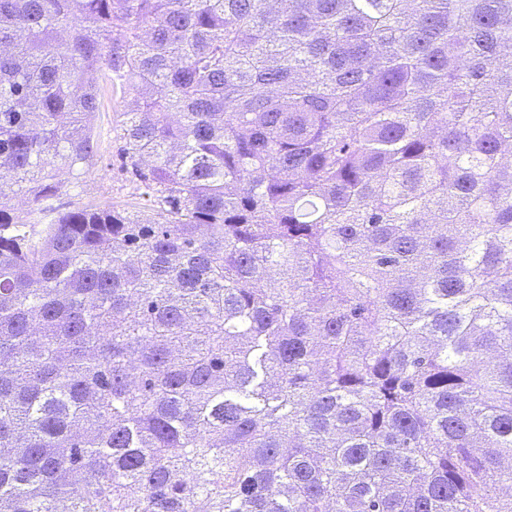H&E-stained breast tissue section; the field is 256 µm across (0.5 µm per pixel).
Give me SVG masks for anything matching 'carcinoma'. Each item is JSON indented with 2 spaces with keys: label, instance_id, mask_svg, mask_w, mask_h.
<instances>
[{
  "label": "carcinoma",
  "instance_id": "carcinoma-1",
  "mask_svg": "<svg viewBox=\"0 0 512 512\" xmlns=\"http://www.w3.org/2000/svg\"><path fill=\"white\" fill-rule=\"evenodd\" d=\"M510 146L512 0H0V512H512ZM130 99L105 97L96 120V134L100 140V156L94 168L77 176L58 163L61 186L60 204L63 208L95 202L106 205H142L144 186L141 181L121 167L120 152L123 145L119 128V113L124 112Z\"/></svg>",
  "mask_w": 512,
  "mask_h": 512
}]
</instances>
